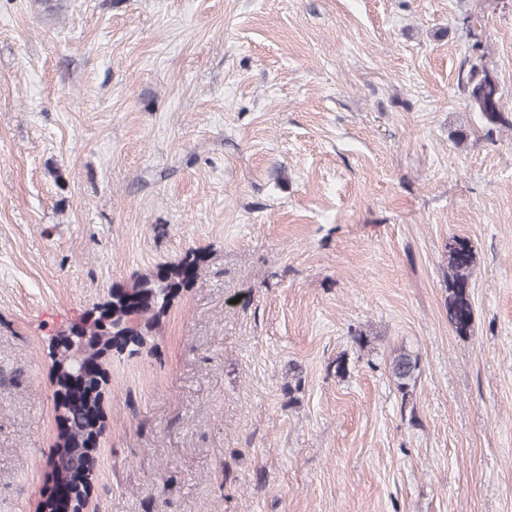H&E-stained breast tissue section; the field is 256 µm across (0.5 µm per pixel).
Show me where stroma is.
Wrapping results in <instances>:
<instances>
[{
    "label": "stroma",
    "instance_id": "1",
    "mask_svg": "<svg viewBox=\"0 0 512 512\" xmlns=\"http://www.w3.org/2000/svg\"><path fill=\"white\" fill-rule=\"evenodd\" d=\"M466 16L512 109V0H0V512L40 500L52 340L192 250L88 512H512V127L465 105ZM474 254L468 242L454 238L448 244V321L459 335H467L473 323L469 277ZM391 375L402 394H408L410 381L415 378L418 362L408 353H400L391 363Z\"/></svg>",
    "mask_w": 512,
    "mask_h": 512
}]
</instances>
